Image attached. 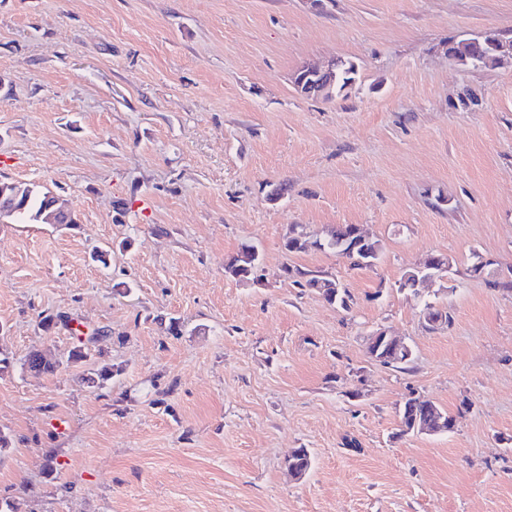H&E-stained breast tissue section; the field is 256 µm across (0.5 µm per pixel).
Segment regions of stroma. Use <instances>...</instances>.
Returning a JSON list of instances; mask_svg holds the SVG:
<instances>
[{"label": "stroma", "mask_w": 512, "mask_h": 512, "mask_svg": "<svg viewBox=\"0 0 512 512\" xmlns=\"http://www.w3.org/2000/svg\"><path fill=\"white\" fill-rule=\"evenodd\" d=\"M487 32L512 39V0H0V181L78 216L0 223V504L512 512V59L443 48ZM337 57L346 94L293 88ZM341 224L379 240L373 267L320 249ZM432 254L447 272L401 288ZM382 330L405 368L368 356ZM411 398L453 430L402 432ZM258 262V252L252 245H242L237 253L231 255L225 265L224 271L236 279H248ZM329 282H332V280L329 278L313 276V277L306 279L305 284L307 287L313 288V289H316L317 291H319V293L322 294V296L328 303H331V304L339 303L341 307H347V299L349 298V296H348L346 290L343 289V286L341 285V283L337 279L334 280V282L330 286V288H335L336 289V291H335L334 289L327 288L328 287L327 283H329ZM340 289H342V290L340 291V293L338 294L337 299H336V293Z\"/></svg>", "instance_id": "stroma-1"}]
</instances>
